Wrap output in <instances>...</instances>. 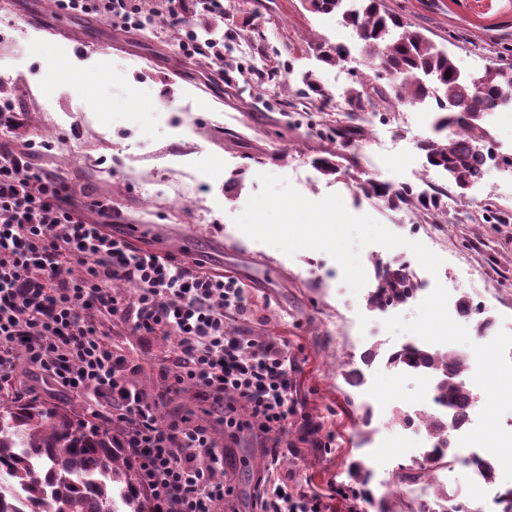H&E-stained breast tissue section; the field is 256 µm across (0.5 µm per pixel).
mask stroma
<instances>
[{
	"instance_id": "stroma-1",
	"label": "stroma",
	"mask_w": 512,
	"mask_h": 512,
	"mask_svg": "<svg viewBox=\"0 0 512 512\" xmlns=\"http://www.w3.org/2000/svg\"><path fill=\"white\" fill-rule=\"evenodd\" d=\"M384 3L447 51L464 74L512 65V0ZM28 17L41 28L26 26ZM190 23L199 39L230 46L231 71L222 75L210 60L186 57L179 31L127 29L94 14L57 10L50 0H0V69L14 74L6 88L22 119L11 142L29 147L36 169L68 177L85 201L110 203L112 232L133 247L200 261L204 271L236 278L246 289L251 306L238 328L284 340L298 365L291 374L293 446L277 463L293 489L326 498L336 486L354 485L353 466L371 468L359 452L370 404L392 427L386 451L394 465H414L403 454L397 405L415 402L421 383L381 371L364 403L344 376L363 336L383 325L367 302L375 278L352 294L333 275L336 262L328 254L287 256L246 236L233 219L259 190L261 173L287 178L312 201L339 194L350 213L369 215L401 236L411 209L357 194V183H408L438 194L443 211L420 240L438 243L439 281L451 293L485 302V315L512 332V189L504 185L512 172L493 168L481 182L457 187L427 164L420 148L436 135L434 112L403 107L374 117L378 139L358 138L348 147L358 181L326 173L319 161L333 149L328 134L351 125L350 116L328 104L284 109L264 75L279 70L295 91L311 74L326 85L341 77L345 91L356 88L367 58L355 31L340 16L309 12L303 0H221L220 9ZM316 40L348 45L350 60L337 69L324 65L310 47ZM102 329L144 360L145 370L132 378L136 388L150 400L162 393L172 339L108 321ZM15 386L26 400L66 410L87 402L47 390L23 362ZM157 414L212 429L234 506L253 512L263 438L249 431L225 435L220 411L190 386ZM308 420L321 430L299 441Z\"/></svg>"
}]
</instances>
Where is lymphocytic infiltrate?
Instances as JSON below:
<instances>
[{
  "label": "lymphocytic infiltrate",
  "mask_w": 512,
  "mask_h": 512,
  "mask_svg": "<svg viewBox=\"0 0 512 512\" xmlns=\"http://www.w3.org/2000/svg\"><path fill=\"white\" fill-rule=\"evenodd\" d=\"M54 3L128 26L142 16L138 0ZM217 7L218 0H157L150 19L185 30L191 12ZM111 222V205L85 204L66 177L35 170L29 154L0 142V386L23 361L48 387L93 394L111 408L115 444L137 469L156 512H233L224 456L208 428L184 419L160 422L154 404L130 382L143 371L142 360L112 344L98 321L175 337L167 394L192 384L223 407L225 433L248 430L273 442L256 481L257 512H330L320 496L290 489L275 474L277 446L295 413L289 374L296 365L286 344L235 326L248 300L234 278L133 248L108 232ZM115 281L132 284L134 299L113 293Z\"/></svg>",
  "instance_id": "f902f5d3"
}]
</instances>
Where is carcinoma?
Listing matches in <instances>:
<instances>
[{"mask_svg": "<svg viewBox=\"0 0 512 512\" xmlns=\"http://www.w3.org/2000/svg\"><path fill=\"white\" fill-rule=\"evenodd\" d=\"M364 37L372 76L345 99L349 112L387 111L401 103L412 104L431 97L427 87L413 75L429 71L441 82V97L435 98L436 128H460L454 137L422 143L431 166L446 172L454 181L478 183L484 176L481 156L491 134L469 119V112H493L502 107L498 83L512 77L511 67L498 74L474 95L470 86L456 77V64L446 53L434 49L422 32L411 29L401 15L382 0H362L353 16L342 17ZM326 64H343L349 56L345 46L326 42L314 44ZM308 103L325 102L330 92L317 78L302 90ZM459 102L450 112L442 99ZM369 198L390 207L405 205L427 216H439L438 202L426 192L410 186L397 188L370 182L361 185ZM409 297L406 274L397 263L385 264L377 277L368 303L403 302ZM390 362L407 370L424 372L435 380L450 414L472 406V388L466 375V361L458 354L444 358L426 349L412 348L391 357ZM29 494L32 512H153L138 474L122 449L114 447L112 428L85 424L76 413L55 406L34 403L0 407V471ZM431 470L421 465L398 475V484L411 486L431 479Z\"/></svg>", "mask_w": 512, "mask_h": 512, "instance_id": "obj_1", "label": "carcinoma"}]
</instances>
